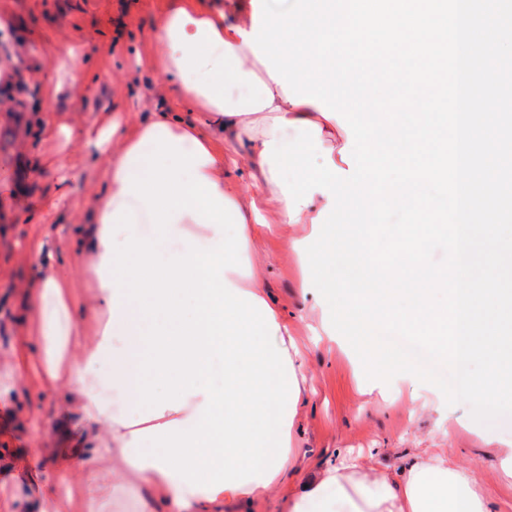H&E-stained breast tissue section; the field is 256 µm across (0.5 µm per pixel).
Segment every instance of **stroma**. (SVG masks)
<instances>
[{
  "instance_id": "stroma-1",
  "label": "stroma",
  "mask_w": 512,
  "mask_h": 512,
  "mask_svg": "<svg viewBox=\"0 0 512 512\" xmlns=\"http://www.w3.org/2000/svg\"><path fill=\"white\" fill-rule=\"evenodd\" d=\"M172 0H0V512L21 491L11 473L32 454L53 464L60 438L46 435L54 412L72 406L68 390L49 392L36 372L18 373L17 358L43 352L41 325L27 310L24 284L36 281L31 243L48 238L58 266L71 268V298L84 303L92 291L89 265L72 267L85 225L104 181L99 155L60 134L63 125L90 127L104 114L131 124L168 112L200 119L195 103L176 97L155 62L160 16ZM74 59L78 95L57 89L65 59ZM315 241L309 224H277L265 245L240 252L254 269L267 302L287 320L301 351L305 403L295 445L310 467L337 451L377 448L383 461L407 465L425 448L445 449L476 479L491 512H512V486L504 484L495 453L512 452V416L492 425L475 422L463 403L447 404L432 384L416 380H367L347 340L322 330L328 305L313 290L306 257L288 251L289 239ZM103 490L87 496L80 477L67 493L70 512H172L165 488L142 489L104 462Z\"/></svg>"
}]
</instances>
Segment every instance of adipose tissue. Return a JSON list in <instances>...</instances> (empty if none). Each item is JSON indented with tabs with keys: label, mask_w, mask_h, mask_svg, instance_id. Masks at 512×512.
<instances>
[{
	"label": "adipose tissue",
	"mask_w": 512,
	"mask_h": 512,
	"mask_svg": "<svg viewBox=\"0 0 512 512\" xmlns=\"http://www.w3.org/2000/svg\"><path fill=\"white\" fill-rule=\"evenodd\" d=\"M244 27L225 23L222 11L193 0L173 6L159 21L156 60L178 82L180 95L204 110L203 125L168 115L133 127L105 120L83 134L87 146L111 151L106 182L92 203L89 250L97 273L90 309L108 327L93 345L73 352L55 343L61 319H73L68 278L46 266L45 240L30 257L45 268L27 287L30 310L42 322L45 388L69 386L76 406L109 442L64 457L53 477L36 460L15 467L17 484H35L37 497L17 500L18 512H68L57 490L79 473L98 476L108 455L122 458L140 486L165 485L183 512L266 497L288 471L302 470L295 446L301 397L299 349L288 324L260 292L253 272L233 261L224 236L235 226L237 246L271 233L261 208L272 204L279 223H312L303 206L290 218L263 151L285 142L275 118L321 129L335 127L318 105L289 102L244 40ZM249 145L254 192L228 182L236 160L225 143ZM153 225L150 234L139 232ZM111 357L112 386L133 407L160 405L153 415L114 420L98 395L96 367ZM222 361L213 379L211 364ZM149 437L154 449L133 453L131 440ZM285 512H489L472 476L439 448H427L398 471L337 454L284 501Z\"/></svg>",
	"instance_id": "ef3b65f1"
}]
</instances>
